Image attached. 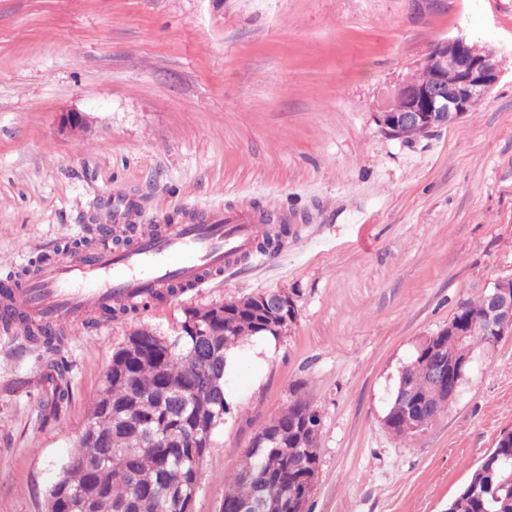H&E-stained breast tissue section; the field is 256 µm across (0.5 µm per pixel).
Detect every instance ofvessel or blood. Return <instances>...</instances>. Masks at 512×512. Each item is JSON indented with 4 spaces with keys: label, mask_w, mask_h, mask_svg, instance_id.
<instances>
[{
    "label": "vessel or blood",
    "mask_w": 512,
    "mask_h": 512,
    "mask_svg": "<svg viewBox=\"0 0 512 512\" xmlns=\"http://www.w3.org/2000/svg\"><path fill=\"white\" fill-rule=\"evenodd\" d=\"M263 224V215L250 209L192 210L184 223L167 225L157 238L139 239L121 251L96 250L93 262L79 256L37 268L14 288L11 302L25 315L23 333L34 335L48 323L87 320L115 301L132 304L151 292L167 293L176 282L196 287L252 253Z\"/></svg>",
    "instance_id": "1"
}]
</instances>
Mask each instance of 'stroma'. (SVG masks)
I'll use <instances>...</instances> for the list:
<instances>
[{"mask_svg": "<svg viewBox=\"0 0 512 512\" xmlns=\"http://www.w3.org/2000/svg\"><path fill=\"white\" fill-rule=\"evenodd\" d=\"M458 36L497 51L489 95L430 135L382 133L384 93ZM65 112L85 128L63 132ZM116 194L140 230L264 211L290 225L280 267L95 317L53 353L0 329V512H46L131 331L261 292H294L299 318L263 358L238 348L192 512H223L225 475L298 398L320 419L307 512H443L512 427V336L474 348L428 429L383 422L418 344L512 277V0H0V284L98 239Z\"/></svg>", "mask_w": 512, "mask_h": 512, "instance_id": "stroma-1", "label": "stroma"}]
</instances>
